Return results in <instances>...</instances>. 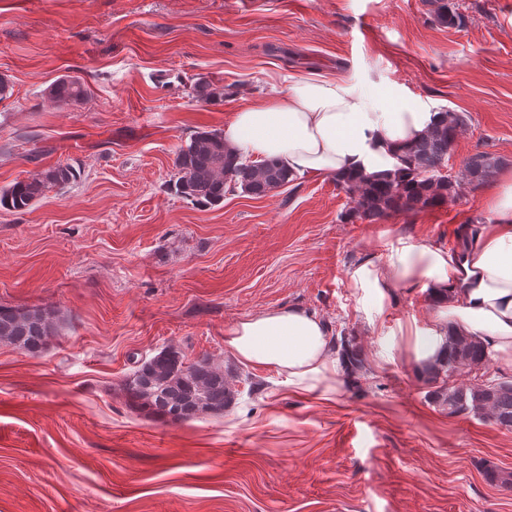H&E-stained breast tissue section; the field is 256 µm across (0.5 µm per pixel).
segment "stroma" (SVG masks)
<instances>
[{
	"mask_svg": "<svg viewBox=\"0 0 512 512\" xmlns=\"http://www.w3.org/2000/svg\"><path fill=\"white\" fill-rule=\"evenodd\" d=\"M455 3L460 27L434 0H0V189L77 171L0 211V306L60 318L39 353L0 343V512H512V430L449 415L408 357H388L429 293L397 289L371 320L346 281L400 236L455 248L483 190L371 224L331 177L210 209L172 187L196 131L310 74L465 114L449 169L479 152L512 169V0ZM66 76L83 100L49 98ZM288 306L355 339L357 384L311 397L236 363L226 330ZM168 346L223 366L236 397L222 416L128 407L125 379ZM76 176L69 165H56L45 170L40 177L21 180L0 191V209L6 211H26L42 197L51 186L65 185Z\"/></svg>",
	"mask_w": 512,
	"mask_h": 512,
	"instance_id": "35a3bbf8",
	"label": "stroma"
}]
</instances>
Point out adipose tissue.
<instances>
[{
  "instance_id": "ef3b65f1",
  "label": "adipose tissue",
  "mask_w": 512,
  "mask_h": 512,
  "mask_svg": "<svg viewBox=\"0 0 512 512\" xmlns=\"http://www.w3.org/2000/svg\"><path fill=\"white\" fill-rule=\"evenodd\" d=\"M436 115L397 96L378 101L342 78L303 77L286 93L235 112L225 145L256 161L274 159L300 176L338 177L392 169ZM490 217L473 225L464 248L448 251L410 238L392 240L383 258L360 262L346 279L359 310L382 313L396 289L428 290L436 308L426 324L399 330L393 356L410 351L418 368L438 363L449 332L473 336L512 368V170L484 195ZM225 343L237 361L273 370L310 395L335 393L345 369L321 318L302 307L269 309L236 322Z\"/></svg>"
}]
</instances>
